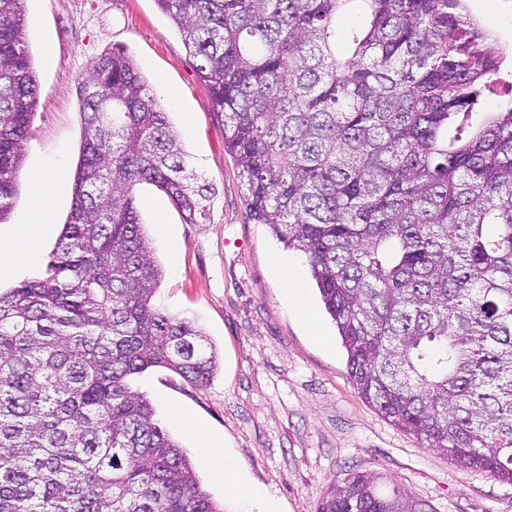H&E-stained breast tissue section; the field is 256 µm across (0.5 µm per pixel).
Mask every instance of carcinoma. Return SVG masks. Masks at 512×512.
<instances>
[{"mask_svg":"<svg viewBox=\"0 0 512 512\" xmlns=\"http://www.w3.org/2000/svg\"><path fill=\"white\" fill-rule=\"evenodd\" d=\"M26 0H0V223L37 79ZM224 114L254 216L303 252L358 394L465 469L512 483V105L476 122L507 50L467 0H155ZM346 27L340 19L353 13ZM345 51H336L337 42ZM74 203L41 277L0 292V512H224L129 379L218 358L153 302L134 187L189 224L216 190L122 49L82 90ZM352 474L318 512H427Z\"/></svg>","mask_w":512,"mask_h":512,"instance_id":"obj_1","label":"carcinoma"}]
</instances>
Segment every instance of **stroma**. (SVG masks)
Listing matches in <instances>:
<instances>
[{"instance_id": "35a3bbf8", "label": "stroma", "mask_w": 512, "mask_h": 512, "mask_svg": "<svg viewBox=\"0 0 512 512\" xmlns=\"http://www.w3.org/2000/svg\"><path fill=\"white\" fill-rule=\"evenodd\" d=\"M496 46L512 47V0H468ZM26 37L39 84L15 213L35 202V176L62 161L53 212L40 233L54 249L71 210L83 129L80 89L94 59L110 48L134 58L158 99L179 100L169 119L188 161L217 188L208 218L185 223L154 185L136 186L141 220L162 268L155 303L194 320L214 345L219 368L195 387L163 368L134 375L216 501L224 488L209 474L200 434L218 438L278 501L282 512H317L332 485L352 472L374 474L424 500L434 512H512V484L460 468L450 457L392 425L353 388L347 354L315 283L307 307L332 344L310 335L282 296L271 253L293 259L254 216L224 147V118L200 82L184 36L155 0H27ZM184 412L196 430L168 419Z\"/></svg>"}]
</instances>
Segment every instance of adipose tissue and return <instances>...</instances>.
Instances as JSON below:
<instances>
[{
	"mask_svg": "<svg viewBox=\"0 0 512 512\" xmlns=\"http://www.w3.org/2000/svg\"><path fill=\"white\" fill-rule=\"evenodd\" d=\"M61 169V163L53 162L37 175L33 208L18 217L12 237L0 238V269L38 261L39 230L51 217L53 188L60 179ZM202 447L214 481L224 487L227 512H280L275 498L215 439L203 437Z\"/></svg>",
	"mask_w": 512,
	"mask_h": 512,
	"instance_id": "adipose-tissue-1",
	"label": "adipose tissue"
}]
</instances>
